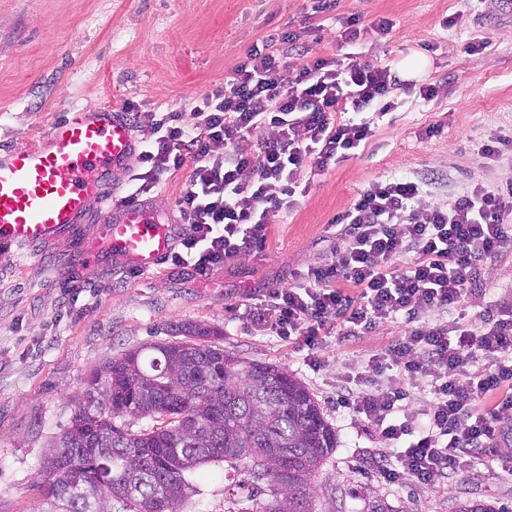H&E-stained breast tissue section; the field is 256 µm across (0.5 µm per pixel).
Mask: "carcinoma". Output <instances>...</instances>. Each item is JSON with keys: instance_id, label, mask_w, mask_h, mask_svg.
<instances>
[{"instance_id": "obj_1", "label": "carcinoma", "mask_w": 512, "mask_h": 512, "mask_svg": "<svg viewBox=\"0 0 512 512\" xmlns=\"http://www.w3.org/2000/svg\"><path fill=\"white\" fill-rule=\"evenodd\" d=\"M172 339L132 348L84 377L68 428L51 442L42 490L60 512H184L189 475L224 464L227 512H321L316 479L336 432L305 385L246 363L223 331L171 326ZM125 416L160 417L134 430ZM249 503L241 511L235 505Z\"/></svg>"}]
</instances>
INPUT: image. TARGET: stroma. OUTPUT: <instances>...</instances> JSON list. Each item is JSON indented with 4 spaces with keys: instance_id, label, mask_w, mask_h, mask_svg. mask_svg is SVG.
<instances>
[{
    "instance_id": "35a3bbf8",
    "label": "stroma",
    "mask_w": 512,
    "mask_h": 512,
    "mask_svg": "<svg viewBox=\"0 0 512 512\" xmlns=\"http://www.w3.org/2000/svg\"><path fill=\"white\" fill-rule=\"evenodd\" d=\"M391 19L392 33L348 44L340 17ZM458 23L444 27L443 20ZM320 27L314 54L407 69L438 85L425 100L396 91L397 107L375 117V135L359 154L315 177L295 210L272 225L265 251L203 279L164 264L142 272L111 260L85 268L80 244L102 228L88 219L71 236L0 258V512H55L40 488L50 441L69 426L84 375L127 349L168 341L177 322L223 331L239 358L285 368L319 402L336 447L319 479L321 499L340 496L345 512L381 502L390 512H453L473 500L512 507V476L500 461L461 468L449 494L405 478L390 482L378 463L387 443L364 417L345 408L336 388L399 335L391 324L342 342L326 337L309 367L306 348L247 324L243 292L286 286L293 273L342 245L332 217L369 182L392 175L432 180L442 203L477 184L512 178V156L493 162L476 146L512 133V5L507 0H337L312 14L309 0H0V146L45 137L74 105L94 111L134 100L145 109L193 101L229 77L244 51L268 31ZM484 42L476 57L466 43ZM441 126L438 136L425 135ZM512 294V256L483 263L464 313L476 320L486 301ZM184 512H224V468L212 465Z\"/></svg>"
}]
</instances>
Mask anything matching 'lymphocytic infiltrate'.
Returning <instances> with one entry per match:
<instances>
[{
	"label": "lymphocytic infiltrate",
	"instance_id": "f902f5d3",
	"mask_svg": "<svg viewBox=\"0 0 512 512\" xmlns=\"http://www.w3.org/2000/svg\"><path fill=\"white\" fill-rule=\"evenodd\" d=\"M398 89L424 99L438 91L388 65L310 56L306 32L270 31L190 111L126 103L149 129L126 200L185 171L177 199L184 230L170 265L207 276L238 264L265 250L305 177L373 137L364 111L387 114ZM425 196L414 177L369 182L332 219L346 243L331 260L287 286L242 294L239 307L254 328L307 347L314 365L327 336L400 324L401 336L347 377L343 402L387 440L384 478L408 476L445 493L462 463L501 452L503 422L512 418V303L487 302L473 324L457 313L475 268L512 255V179L475 185L445 204ZM418 391L428 395L421 408Z\"/></svg>",
	"mask_w": 512,
	"mask_h": 512
}]
</instances>
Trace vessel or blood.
Here are the masks:
<instances>
[{"instance_id":"1","label":"vessel or blood","mask_w":512,"mask_h":512,"mask_svg":"<svg viewBox=\"0 0 512 512\" xmlns=\"http://www.w3.org/2000/svg\"><path fill=\"white\" fill-rule=\"evenodd\" d=\"M136 153L134 127L115 104L70 107L46 139L0 148V256L72 234L94 214L103 233L84 243L85 263L113 256L143 271L162 265L174 246L170 225L105 194L109 174L129 170Z\"/></svg>"}]
</instances>
